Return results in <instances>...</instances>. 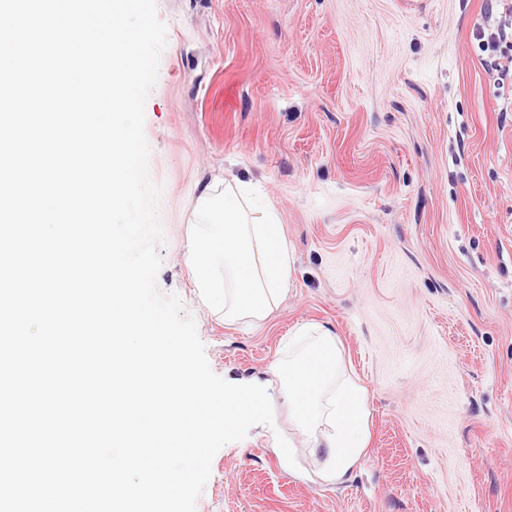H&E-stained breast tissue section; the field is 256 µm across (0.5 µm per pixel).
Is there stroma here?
I'll return each instance as SVG.
<instances>
[{
    "instance_id": "stroma-1",
    "label": "stroma",
    "mask_w": 512,
    "mask_h": 512,
    "mask_svg": "<svg viewBox=\"0 0 512 512\" xmlns=\"http://www.w3.org/2000/svg\"><path fill=\"white\" fill-rule=\"evenodd\" d=\"M156 5L160 290L225 380L268 378L316 322L369 396L345 483L319 478L277 395L273 425L214 456L196 512H512V84L477 38L512 18L487 0ZM232 175L277 210L294 258L257 324L225 321L188 252L198 196Z\"/></svg>"
}]
</instances>
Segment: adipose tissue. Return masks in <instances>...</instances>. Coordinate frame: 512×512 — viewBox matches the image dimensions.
Returning <instances> with one entry per match:
<instances>
[{
  "label": "adipose tissue",
  "mask_w": 512,
  "mask_h": 512,
  "mask_svg": "<svg viewBox=\"0 0 512 512\" xmlns=\"http://www.w3.org/2000/svg\"><path fill=\"white\" fill-rule=\"evenodd\" d=\"M198 210L207 222L190 243L196 286L223 303L225 320H264L289 288L293 265L277 211L247 198L234 177L221 194L205 191ZM278 372L296 428L312 452L325 455L321 478L343 482L365 452L368 411L365 388L343 368L338 336L321 324L301 325Z\"/></svg>",
  "instance_id": "obj_1"
}]
</instances>
